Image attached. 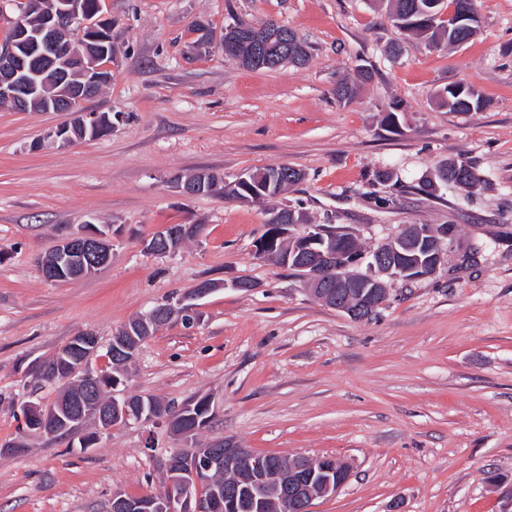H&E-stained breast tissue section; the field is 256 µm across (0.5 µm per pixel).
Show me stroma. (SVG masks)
Instances as JSON below:
<instances>
[{"label": "stroma", "instance_id": "1", "mask_svg": "<svg viewBox=\"0 0 512 512\" xmlns=\"http://www.w3.org/2000/svg\"><path fill=\"white\" fill-rule=\"evenodd\" d=\"M390 10L389 0H103L112 79L80 108L108 113L111 131L59 147L43 133L70 113L0 106V444L27 446L0 453V512H110L115 491L164 490L162 462L181 446L164 427L120 424L85 448L93 423L25 436L20 407L54 400L34 370L74 336L108 343L207 279L219 287L197 321L172 320L144 342L121 392L175 406L207 394L215 419L201 442L344 462L347 481L311 512H512V0H476L480 32L461 45L400 36ZM235 19L294 28L308 64L240 67L216 44ZM361 67L373 80L338 101L337 82ZM458 83L486 108L440 106L437 91ZM390 112L398 127L386 126ZM451 157L477 167L480 187L424 191ZM278 165L305 177L269 204L185 197L170 183ZM271 205L345 225L367 252L406 224H450L455 237L434 275L389 282L378 312L354 320L256 256ZM90 222L110 225V262L45 281L39 258ZM170 224L204 231L169 256L146 254L144 239ZM244 278L258 289H237Z\"/></svg>", "mask_w": 512, "mask_h": 512}]
</instances>
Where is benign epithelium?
I'll return each instance as SVG.
<instances>
[{
    "mask_svg": "<svg viewBox=\"0 0 512 512\" xmlns=\"http://www.w3.org/2000/svg\"><path fill=\"white\" fill-rule=\"evenodd\" d=\"M59 12L64 20L36 33L33 43L39 50L41 61H50L61 44H66L67 55H79L86 42L93 39V24L83 14L79 0H63ZM0 69L13 72L9 87L0 84V91L11 99H23L29 94L30 86L23 78L26 69L10 42L0 46ZM97 115L81 113L72 123L53 128L44 134L51 142L68 144L77 139L72 134L76 128L87 131L96 126ZM270 232L257 242L255 253L260 258L272 256L277 240L286 238L290 248L286 259L293 261V268L309 284L315 286L314 295L327 307L342 312L353 319L372 317L382 305L386 294L384 278L405 282L434 274L441 265L447 245L451 244L454 229L446 224H407L398 235L387 239L369 260L354 251H341L339 242L353 239L352 232L334 224H286L282 214L271 211L267 221ZM58 255L77 253L82 258L80 269L70 273L72 277H87L105 266L111 256L110 237L99 231L81 227L65 235L57 244ZM336 268V289L322 288L324 272ZM216 289L201 281L183 294L176 303L168 307L180 315L194 316L196 301L208 296ZM82 340L73 345L78 354L63 352L54 362H44L36 367L42 377H76L86 386L96 384L97 373L91 368L100 341L95 333L86 330L80 333ZM149 424L161 425L171 432L175 422L170 415L144 414V403L126 395L122 402H113V408L99 412L95 418L96 435L100 436L115 425L133 418ZM247 467L254 474L255 487L252 491V507L263 508L271 490H285L292 501H301L309 506L318 497L329 496L345 483L348 467L334 457H299L280 471L268 476L269 467L252 451L239 447L235 442L224 439V471L231 473ZM112 499L126 502L130 509L140 512H207L208 504L194 493L189 481H168L167 495L148 502L133 503L122 492L117 491Z\"/></svg>",
    "mask_w": 512,
    "mask_h": 512,
    "instance_id": "1",
    "label": "benign epithelium"
}]
</instances>
